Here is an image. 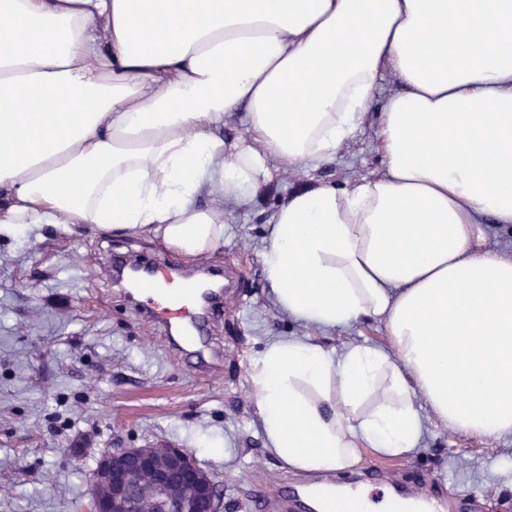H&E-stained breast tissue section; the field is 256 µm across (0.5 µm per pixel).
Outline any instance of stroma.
<instances>
[{
	"label": "stroma",
	"mask_w": 512,
	"mask_h": 512,
	"mask_svg": "<svg viewBox=\"0 0 512 512\" xmlns=\"http://www.w3.org/2000/svg\"><path fill=\"white\" fill-rule=\"evenodd\" d=\"M278 169L255 206L228 215L222 248L202 262L224 273V310L204 330L224 352L216 373L175 351L112 271L118 257L187 269L195 261L143 235L90 227L30 224L0 238V512H89L95 460L116 441L186 449L216 476L224 512H278L254 498L261 485L376 495L379 484L353 473L308 475L267 453L250 381L254 356L281 336L339 352L390 346L376 320L319 328L288 317L273 304L261 263L267 227L288 192L383 171L375 128H362L331 162ZM421 415L416 448L396 458L365 452L362 471L407 487L439 482L442 497L425 498L423 512H512V437H472L429 410Z\"/></svg>",
	"instance_id": "35a3bbf8"
}]
</instances>
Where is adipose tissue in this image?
I'll use <instances>...</instances> for the list:
<instances>
[{"label":"adipose tissue","instance_id":"ef3b65f1","mask_svg":"<svg viewBox=\"0 0 512 512\" xmlns=\"http://www.w3.org/2000/svg\"><path fill=\"white\" fill-rule=\"evenodd\" d=\"M379 97L384 173L292 190L262 263L284 312L380 320L391 348L269 342L265 447L347 471L414 449L424 408L512 437V252L482 229L512 224V0H0V237L90 225L213 253L276 162L333 160ZM240 109L248 136H222Z\"/></svg>","mask_w":512,"mask_h":512}]
</instances>
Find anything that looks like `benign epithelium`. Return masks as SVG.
Wrapping results in <instances>:
<instances>
[{
    "instance_id": "1",
    "label": "benign epithelium",
    "mask_w": 512,
    "mask_h": 512,
    "mask_svg": "<svg viewBox=\"0 0 512 512\" xmlns=\"http://www.w3.org/2000/svg\"><path fill=\"white\" fill-rule=\"evenodd\" d=\"M147 478L156 491L155 512H224L219 482L203 473L182 448H125L97 458L91 477L92 512H143L137 486Z\"/></svg>"
}]
</instances>
